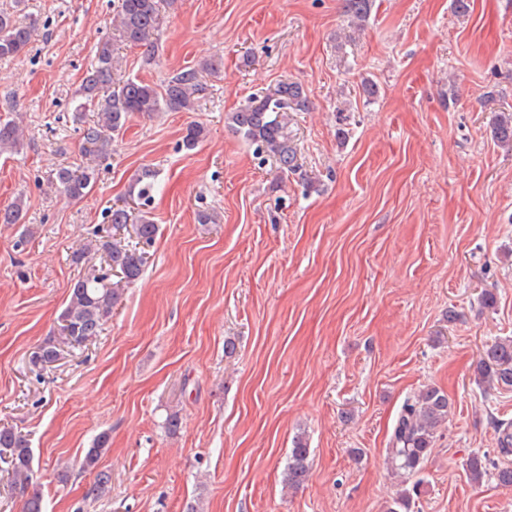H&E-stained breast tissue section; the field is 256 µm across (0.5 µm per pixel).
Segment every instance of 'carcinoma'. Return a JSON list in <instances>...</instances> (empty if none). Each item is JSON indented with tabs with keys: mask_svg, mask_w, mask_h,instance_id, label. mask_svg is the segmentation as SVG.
Instances as JSON below:
<instances>
[{
	"mask_svg": "<svg viewBox=\"0 0 512 512\" xmlns=\"http://www.w3.org/2000/svg\"><path fill=\"white\" fill-rule=\"evenodd\" d=\"M344 12L352 20L365 22L373 6V0H343ZM159 26V0H118L115 29L119 38L144 48L146 55L155 51V33ZM34 24L17 15L15 11H0V59L15 58L27 48ZM114 58L112 44L98 47L95 61L83 79L80 95L94 101L100 93L112 85ZM202 91L198 71L188 69L174 75L158 89L142 80L128 79L112 90L105 98L98 113L97 123L84 132V150L98 157L107 155L111 134L121 131L136 114L149 116L163 108L174 111H192L196 96ZM308 100L303 87L296 82H283L272 92L252 97L246 105L229 115L232 129L256 146L257 152L268 153L276 158L280 167L294 172L297 169L296 152L288 132V114L303 110ZM495 138L500 144L512 145V113L499 115L494 126ZM206 135L200 124L186 128L183 145L192 150ZM20 145L19 127L15 121L0 119V154L17 149ZM156 173L146 167L137 177V197L143 205H149L150 192ZM94 174L84 171L76 174L68 168H60L51 180L56 192L70 199L86 195ZM23 202L17 199L11 206L0 209V224H19L22 220ZM138 242L151 245L158 233L154 221L141 213L134 225ZM101 254L102 266L86 265L90 254ZM146 252L125 243L116 236L89 241L73 252L72 262L85 267L70 288L68 299L60 314L58 335L46 338L33 351L30 364L45 369L55 363L64 348L82 346L98 336L103 325L112 317V310L120 301L124 288L135 283L143 272ZM119 281H112L113 274ZM477 382L489 388L512 389V337L498 339L487 345L475 365ZM451 403L448 393L437 387H427L408 397L398 414L390 436V459L395 471L407 476L418 474L429 457L442 425L448 420ZM496 433L497 454L512 455V422L492 418ZM108 436L100 434L81 461L80 470L95 474L85 497H102L112 476L98 469V463L107 451ZM310 450L304 438L294 440L288 455L285 475L288 484L299 487L309 474ZM0 462L6 467L4 486L23 497L22 512H45L41 493L34 487L33 454L27 435L14 427H0ZM494 470L498 485L512 487V467L500 465L487 456L474 454L466 461L470 479L478 483L489 470ZM421 481L412 489L403 490L387 507V512H412L414 496L419 494Z\"/></svg>",
	"mask_w": 512,
	"mask_h": 512,
	"instance_id": "obj_1",
	"label": "carcinoma"
}]
</instances>
